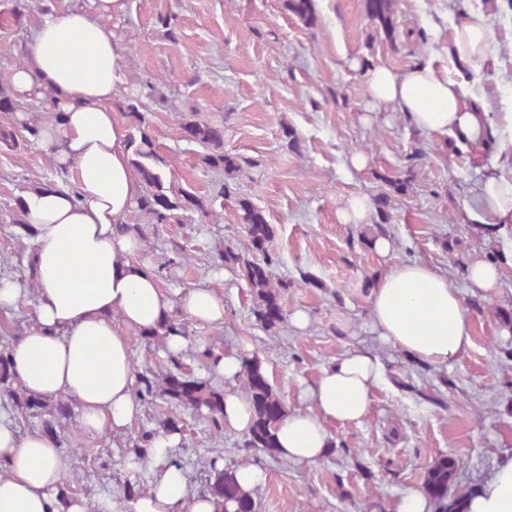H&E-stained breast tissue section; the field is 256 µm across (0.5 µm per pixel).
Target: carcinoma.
Returning <instances> with one entry per match:
<instances>
[{"instance_id":"cac0c4a2","label":"carcinoma","mask_w":512,"mask_h":512,"mask_svg":"<svg viewBox=\"0 0 512 512\" xmlns=\"http://www.w3.org/2000/svg\"><path fill=\"white\" fill-rule=\"evenodd\" d=\"M288 10L301 19L308 21L313 14L312 0H288ZM187 139L204 149L201 161L206 166L222 169L227 173L238 172L241 164L229 159L224 153V133L211 124L189 120L183 126ZM128 148L131 149L129 162L143 184V192L136 201V209L150 224H169L176 217V212L191 211L207 215L213 202L206 201L194 193L178 189L168 194L164 191V168L166 160L157 152L152 138L140 126L135 125L128 133ZM239 218L245 225L250 247L255 256L249 258L231 249L224 250V262L242 267L249 287L256 295L259 305L256 314L265 328L272 330L281 323L276 315L279 310L277 292L265 272L257 269L260 264L269 265L271 257L265 245L271 236V227L264 215L254 205L245 200L237 202ZM247 393L253 409V422L249 431L248 444L264 452L277 448L275 425L284 415L279 397L273 392L270 383L264 379L260 361L254 359L244 365ZM183 388L175 390L171 386V375L163 378L162 394L182 404L199 410L203 407L210 411L222 410V398L202 385L181 376ZM210 494L219 503L233 502L236 512H251L249 494L242 491L236 483L233 473H218L210 487Z\"/></svg>"}]
</instances>
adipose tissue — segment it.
Returning a JSON list of instances; mask_svg holds the SVG:
<instances>
[{
    "label": "adipose tissue",
    "instance_id": "adipose-tissue-1",
    "mask_svg": "<svg viewBox=\"0 0 512 512\" xmlns=\"http://www.w3.org/2000/svg\"><path fill=\"white\" fill-rule=\"evenodd\" d=\"M87 8L51 9L35 24L25 61L10 75L17 99L56 95L58 122L45 126L41 147L50 150L71 184L27 192L21 207L34 233L31 265L36 282L37 327L13 346L9 370L29 394L72 396L82 427L91 433L120 431L138 413L132 395L133 363L128 336L159 333L177 318L224 320V296L193 288L173 301L149 262L137 260L140 240L119 222L142 187L129 164L128 129L112 109L125 83L121 48L108 24L127 0H90ZM491 33L483 12L454 26L448 63L396 73L384 66L367 72L375 108L398 107L430 136L459 148L483 151L498 132V153L468 207L469 219L492 235L512 224V112L492 117L485 94L475 92L460 62H483ZM370 318L381 340L410 359L441 365L472 344L466 300L447 276L420 262L389 267L372 286ZM383 365L352 350L324 368L309 391L315 410L296 411L277 425L279 453L315 463L328 453V427L363 424ZM0 512H55L53 494L69 474V462L52 438L19 436L0 419ZM470 512H512V463L468 502ZM133 512H220L212 497L189 492L183 471L165 468Z\"/></svg>",
    "mask_w": 512,
    "mask_h": 512
}]
</instances>
